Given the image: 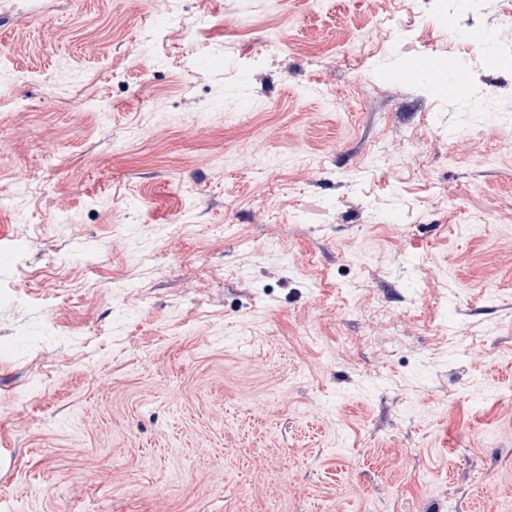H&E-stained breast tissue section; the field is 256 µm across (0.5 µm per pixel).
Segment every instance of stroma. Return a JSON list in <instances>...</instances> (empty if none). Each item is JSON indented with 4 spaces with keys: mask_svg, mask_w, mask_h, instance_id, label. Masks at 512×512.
Segmentation results:
<instances>
[{
    "mask_svg": "<svg viewBox=\"0 0 512 512\" xmlns=\"http://www.w3.org/2000/svg\"><path fill=\"white\" fill-rule=\"evenodd\" d=\"M511 12L0 0V499L512 512Z\"/></svg>",
    "mask_w": 512,
    "mask_h": 512,
    "instance_id": "obj_1",
    "label": "stroma"
}]
</instances>
